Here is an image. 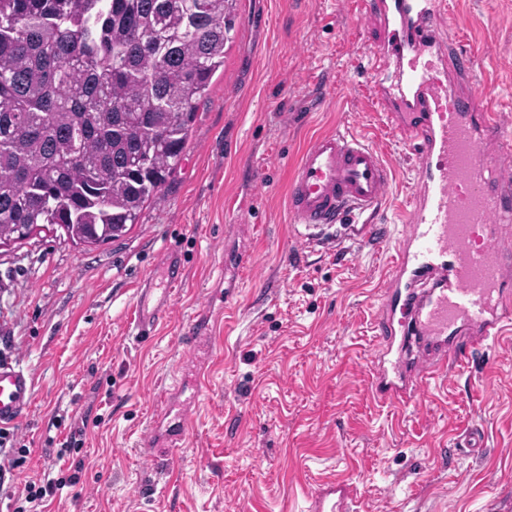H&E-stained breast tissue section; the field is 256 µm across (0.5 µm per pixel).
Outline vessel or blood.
Listing matches in <instances>:
<instances>
[{
	"label": "vessel or blood",
	"instance_id": "vessel-or-blood-1",
	"mask_svg": "<svg viewBox=\"0 0 512 512\" xmlns=\"http://www.w3.org/2000/svg\"><path fill=\"white\" fill-rule=\"evenodd\" d=\"M379 16L385 39L370 54L389 121L413 151L411 204L382 278L374 331L372 390L381 403L410 404L428 380L463 365L471 348L512 332V130L491 112L472 57L445 35L439 0H362ZM452 64L455 80L438 73ZM391 167L363 137L316 134L288 182L290 223L307 238L351 219L366 243L381 227L368 218L386 202ZM185 278L178 251L165 250L154 274L140 280L131 333L149 335L167 318ZM148 441L155 458L174 456L193 401L174 389ZM29 373L0 362V430L31 409ZM354 493L332 486L315 495L312 512H350Z\"/></svg>",
	"mask_w": 512,
	"mask_h": 512
}]
</instances>
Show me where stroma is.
I'll use <instances>...</instances> for the list:
<instances>
[{
  "label": "stroma",
  "instance_id": "1",
  "mask_svg": "<svg viewBox=\"0 0 512 512\" xmlns=\"http://www.w3.org/2000/svg\"><path fill=\"white\" fill-rule=\"evenodd\" d=\"M490 107L512 126V0H445ZM236 28L174 174L120 239L45 230L0 249V359L35 383L10 437L0 499L24 498L57 457L78 483L43 512H311L341 482L356 512H502L512 499V336L404 407L371 392L380 277L410 209L408 144L367 97L382 29L358 0H237ZM366 135L393 170L373 221L385 245L308 242L288 221L289 172L316 133ZM185 281L155 335L129 334L140 278L165 248ZM249 255L229 303L224 254ZM222 309L203 360L183 325ZM204 372L169 465L143 448L163 395ZM480 430L482 448L457 439Z\"/></svg>",
  "mask_w": 512,
  "mask_h": 512
}]
</instances>
